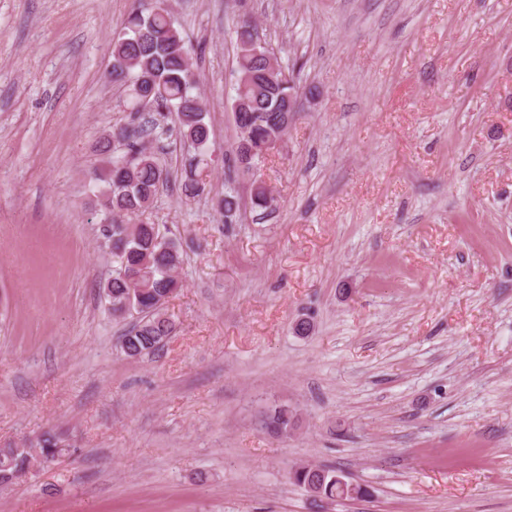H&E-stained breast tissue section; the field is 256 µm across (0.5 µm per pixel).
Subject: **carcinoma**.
<instances>
[{"mask_svg":"<svg viewBox=\"0 0 512 512\" xmlns=\"http://www.w3.org/2000/svg\"><path fill=\"white\" fill-rule=\"evenodd\" d=\"M253 31L248 20L237 30L241 47L232 102L238 106L235 121L241 136L233 151L242 176L252 180L251 208L263 213L273 206L274 197L265 183L254 178L255 161L264 146L285 141L304 89ZM111 56L108 79L128 87L130 121L113 127L98 142L106 166L91 180L98 192L99 236L112 254V275L102 286V297L113 318L130 320L120 348L126 357L139 359L155 354L175 335L176 324L166 304L181 288L184 263L182 245L167 225L134 221L153 207L160 188L172 177L148 139L175 138L193 150L182 191L194 198L205 190L196 171L211 156V129L194 94L197 68L168 7L133 9L122 31L112 38ZM69 452L51 431L34 444L0 448V487L17 483L36 461H52ZM289 481L311 488L320 499L367 494L365 488L343 482L336 471L313 465L296 466Z\"/></svg>","mask_w":512,"mask_h":512,"instance_id":"carcinoma-1","label":"carcinoma"}]
</instances>
